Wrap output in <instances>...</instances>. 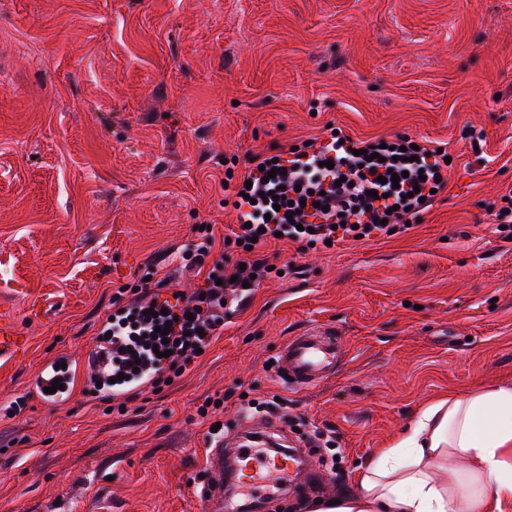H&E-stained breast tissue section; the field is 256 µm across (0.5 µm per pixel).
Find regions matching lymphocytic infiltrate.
<instances>
[{"instance_id": "obj_1", "label": "lymphocytic infiltrate", "mask_w": 512, "mask_h": 512, "mask_svg": "<svg viewBox=\"0 0 512 512\" xmlns=\"http://www.w3.org/2000/svg\"><path fill=\"white\" fill-rule=\"evenodd\" d=\"M415 146L413 137L395 134L386 140L330 138L302 142L297 150L250 156L243 176L226 168L225 183L235 192L236 227L223 240L212 229L188 247L185 266L205 271L197 292L169 290L168 279L147 269L146 281L133 300V319L110 322L107 330L122 337L124 349L112 354V371L124 384L148 379L157 383L167 372H180L195 362L224 326L223 301L243 295L250 278L264 280L270 263L260 249L283 237L297 253L362 236L372 240L419 218L439 192L448 187L449 164L436 149L416 146V161L394 159V148ZM380 160H373V153ZM276 176L265 179L266 171ZM398 184H389L392 174ZM168 326V335L158 327ZM166 344L169 354L154 348Z\"/></svg>"}]
</instances>
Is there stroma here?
I'll return each instance as SVG.
<instances>
[{"label":"stroma","mask_w":512,"mask_h":512,"mask_svg":"<svg viewBox=\"0 0 512 512\" xmlns=\"http://www.w3.org/2000/svg\"><path fill=\"white\" fill-rule=\"evenodd\" d=\"M406 133L447 149V191L420 221L296 254L224 313L181 375L122 402L34 380L83 361L118 288L157 266L177 289L201 226L229 234L224 159L327 138ZM483 133L480 148L472 136ZM512 0H0V258L26 295L0 320L26 337L0 360V512H208L210 426L282 399L286 443L321 431V486L268 512H310L420 409L512 385ZM339 333L334 377L299 388L271 361L289 337ZM208 405V418L197 410Z\"/></svg>","instance_id":"35a3bbf8"}]
</instances>
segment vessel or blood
Wrapping results in <instances>:
<instances>
[{
	"label": "vessel or blood",
	"instance_id": "vessel-or-blood-1",
	"mask_svg": "<svg viewBox=\"0 0 512 512\" xmlns=\"http://www.w3.org/2000/svg\"><path fill=\"white\" fill-rule=\"evenodd\" d=\"M26 341L12 325L0 323V358L18 359ZM340 348L335 332H305L290 337L278 354L282 377L299 387L315 385L336 372ZM268 428L261 419L242 420L232 448L223 440L210 444L213 480L205 491L210 512H241L244 499L279 498L287 495L300 475L297 459L269 453L261 442Z\"/></svg>",
	"mask_w": 512,
	"mask_h": 512
}]
</instances>
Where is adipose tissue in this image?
I'll use <instances>...</instances> for the list:
<instances>
[{
  "mask_svg": "<svg viewBox=\"0 0 512 512\" xmlns=\"http://www.w3.org/2000/svg\"><path fill=\"white\" fill-rule=\"evenodd\" d=\"M321 512H512V385L425 406Z\"/></svg>",
  "mask_w": 512,
  "mask_h": 512,
  "instance_id": "1",
  "label": "adipose tissue"
}]
</instances>
